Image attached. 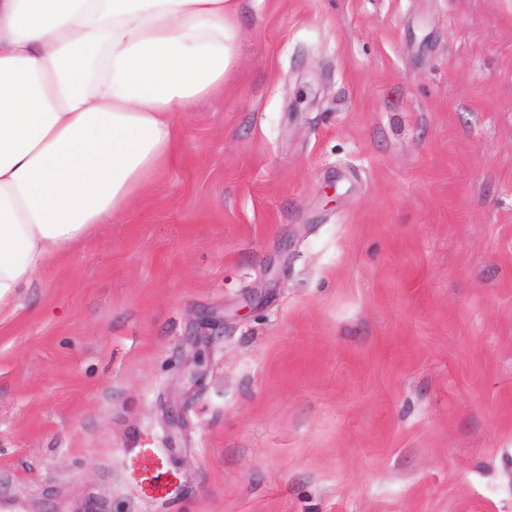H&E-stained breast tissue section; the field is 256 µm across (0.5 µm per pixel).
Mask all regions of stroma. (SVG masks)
<instances>
[{
	"instance_id": "1",
	"label": "stroma",
	"mask_w": 512,
	"mask_h": 512,
	"mask_svg": "<svg viewBox=\"0 0 512 512\" xmlns=\"http://www.w3.org/2000/svg\"><path fill=\"white\" fill-rule=\"evenodd\" d=\"M234 26L0 325V512H512V0Z\"/></svg>"
}]
</instances>
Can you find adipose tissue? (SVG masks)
<instances>
[{
    "label": "adipose tissue",
    "mask_w": 512,
    "mask_h": 512,
    "mask_svg": "<svg viewBox=\"0 0 512 512\" xmlns=\"http://www.w3.org/2000/svg\"><path fill=\"white\" fill-rule=\"evenodd\" d=\"M237 0H0V324L176 157L224 88Z\"/></svg>",
    "instance_id": "1"
}]
</instances>
